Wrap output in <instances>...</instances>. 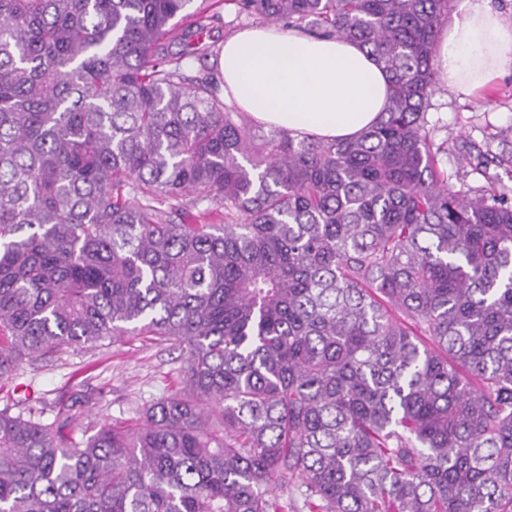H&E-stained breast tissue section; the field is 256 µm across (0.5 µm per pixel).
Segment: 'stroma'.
<instances>
[{"label": "stroma", "instance_id": "obj_1", "mask_svg": "<svg viewBox=\"0 0 512 512\" xmlns=\"http://www.w3.org/2000/svg\"><path fill=\"white\" fill-rule=\"evenodd\" d=\"M256 16L239 11L228 0H214L206 21L203 41L206 54H189L181 39L169 42L171 54L181 57L187 76L219 80V51L225 38L257 25ZM427 120L441 167L455 187L485 186L484 176L461 160L464 144L473 143L493 154L512 155V73L489 87L465 97L437 80ZM180 352L171 343L144 336H126L96 346L78 348L50 361L24 363L11 375L0 378V409L12 407L41 411L53 421L60 407L71 409L66 433L82 442L101 425L135 430L143 408L181 387Z\"/></svg>", "mask_w": 512, "mask_h": 512}]
</instances>
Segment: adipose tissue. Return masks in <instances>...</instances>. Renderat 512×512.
I'll return each mask as SVG.
<instances>
[{"label":"adipose tissue","instance_id":"ef3b65f1","mask_svg":"<svg viewBox=\"0 0 512 512\" xmlns=\"http://www.w3.org/2000/svg\"><path fill=\"white\" fill-rule=\"evenodd\" d=\"M435 66L457 93L485 87L512 70V21L487 0H459ZM218 68L240 109L295 135L355 138L388 103V74L365 49L334 37L249 27L225 39Z\"/></svg>","mask_w":512,"mask_h":512}]
</instances>
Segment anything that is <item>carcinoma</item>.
<instances>
[{"instance_id":"carcinoma-1","label":"carcinoma","mask_w":512,"mask_h":512,"mask_svg":"<svg viewBox=\"0 0 512 512\" xmlns=\"http://www.w3.org/2000/svg\"><path fill=\"white\" fill-rule=\"evenodd\" d=\"M233 2L365 48L386 110L251 125L165 53L193 0H0V378L183 352L132 433L0 410V512H512V193L454 190L426 118L451 0Z\"/></svg>"}]
</instances>
